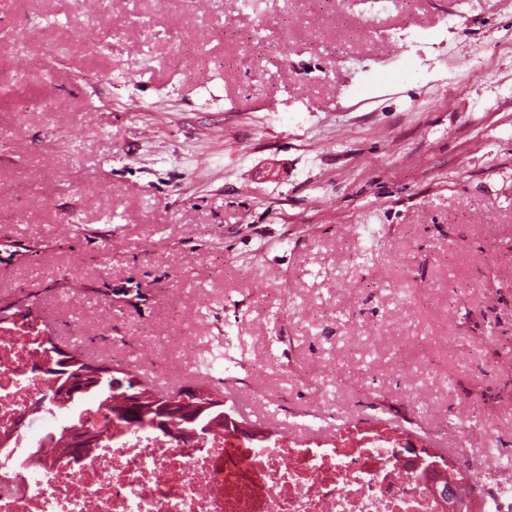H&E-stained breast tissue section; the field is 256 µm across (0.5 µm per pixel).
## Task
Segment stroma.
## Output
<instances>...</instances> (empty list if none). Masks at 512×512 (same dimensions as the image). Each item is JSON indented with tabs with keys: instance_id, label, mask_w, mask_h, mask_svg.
<instances>
[{
	"instance_id": "1",
	"label": "stroma",
	"mask_w": 512,
	"mask_h": 512,
	"mask_svg": "<svg viewBox=\"0 0 512 512\" xmlns=\"http://www.w3.org/2000/svg\"><path fill=\"white\" fill-rule=\"evenodd\" d=\"M77 2L0 0V302L254 429L512 456V0Z\"/></svg>"
}]
</instances>
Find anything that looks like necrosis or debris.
<instances>
[{"label":"necrosis or debris","mask_w":512,"mask_h":512,"mask_svg":"<svg viewBox=\"0 0 512 512\" xmlns=\"http://www.w3.org/2000/svg\"><path fill=\"white\" fill-rule=\"evenodd\" d=\"M48 328L0 326V512H448L417 466L425 446L414 430L383 420L347 422L307 436L265 439L218 429L177 444L150 426L77 406L104 437L62 459L48 376L36 371ZM480 512H512V482L471 463Z\"/></svg>","instance_id":"4bbe7bcc"}]
</instances>
